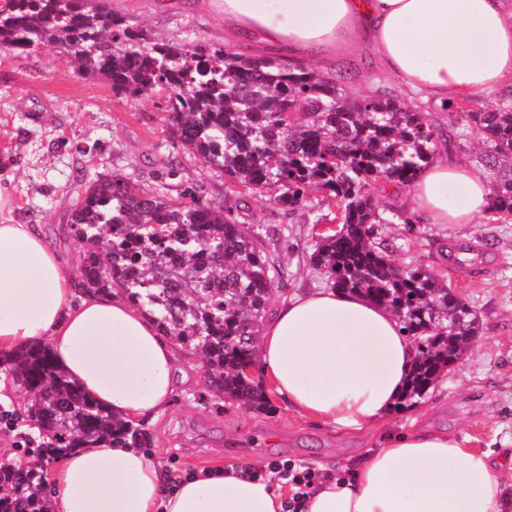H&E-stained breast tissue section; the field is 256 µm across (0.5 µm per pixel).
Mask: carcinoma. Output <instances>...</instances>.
Segmentation results:
<instances>
[{
    "label": "carcinoma",
    "instance_id": "obj_1",
    "mask_svg": "<svg viewBox=\"0 0 512 512\" xmlns=\"http://www.w3.org/2000/svg\"><path fill=\"white\" fill-rule=\"evenodd\" d=\"M52 45L112 90L167 94L169 135L228 176L227 196L274 192L287 213L314 188L332 202L317 222L311 264L336 290L391 310L413 338L416 358L400 404L423 399L480 333L472 307L432 271L399 266L383 234L394 213L379 206L387 186H410L442 143L430 106L377 90L349 93L342 73L321 76L269 57L237 62L224 47L159 41L112 9L110 0H0V50ZM486 135L484 161L496 183L488 222H512V90L492 112L462 111ZM83 248L79 292L117 288L151 316L162 335L202 360L209 388L241 406L270 407L244 372L254 362L272 285L286 267L234 206L174 202L127 178L87 185L68 217ZM28 393L24 416L57 458L84 445L143 448L142 424L116 419L61 373L44 345L0 357ZM39 462L19 473L0 466V512H49Z\"/></svg>",
    "mask_w": 512,
    "mask_h": 512
}]
</instances>
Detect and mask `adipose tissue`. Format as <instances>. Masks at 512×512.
I'll return each instance as SVG.
<instances>
[{
  "label": "adipose tissue",
  "instance_id": "ef3b65f1",
  "mask_svg": "<svg viewBox=\"0 0 512 512\" xmlns=\"http://www.w3.org/2000/svg\"><path fill=\"white\" fill-rule=\"evenodd\" d=\"M224 38L254 52L277 46L325 70L368 36L385 71L438 106L477 98L512 77V0H201ZM428 223L472 224L491 204L484 172L448 156L413 186ZM45 345L66 377L125 420L161 421L187 374L154 322L120 294L80 296L62 250L37 225L0 219V352ZM416 351L394 314L332 288L282 302L257 340L277 396L298 416L358 433L402 396ZM512 449L468 447L417 429L388 437L346 478L327 477L301 512H512ZM49 512H282L249 467L227 465L168 489L138 448L75 449L53 477Z\"/></svg>",
  "mask_w": 512,
  "mask_h": 512
}]
</instances>
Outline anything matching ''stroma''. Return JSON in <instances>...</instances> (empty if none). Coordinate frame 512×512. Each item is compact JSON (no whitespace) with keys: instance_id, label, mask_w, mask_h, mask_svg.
Masks as SVG:
<instances>
[{"instance_id":"stroma-1","label":"stroma","mask_w":512,"mask_h":512,"mask_svg":"<svg viewBox=\"0 0 512 512\" xmlns=\"http://www.w3.org/2000/svg\"><path fill=\"white\" fill-rule=\"evenodd\" d=\"M112 8L161 39L224 43L222 26L196 0H112ZM336 67L349 92L365 94L379 86L404 91L366 48L341 58ZM168 118L165 90L141 97L115 94L106 80L77 74L52 46L22 55L0 51V180L9 187L11 218L39 225L51 242L64 245L67 217L78 195L91 180L113 175L177 201L196 198L223 205V172L175 144ZM307 199V206L288 214L256 193L246 196L238 211L239 223L278 231L266 245L279 252L288 276L273 284L274 308L292 293L326 285L309 260L322 230L310 207L322 195L313 189ZM385 234L395 263L442 272L481 323L471 351L424 399L393 411L374 430L346 435L295 415L279 401L272 412L259 413L214 395L200 360L182 351L181 363L197 372L162 421L147 428V452L154 462L177 478L241 462L256 464L263 477L273 462L344 476L355 460L379 447L387 432L422 426L494 452L511 440L512 223L481 220L453 232L424 222L410 232L396 223Z\"/></svg>"}]
</instances>
